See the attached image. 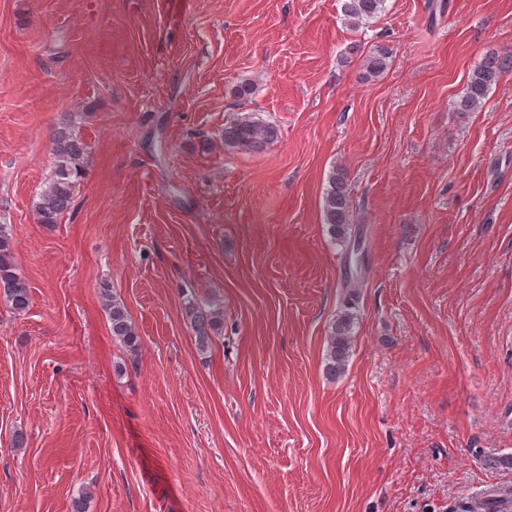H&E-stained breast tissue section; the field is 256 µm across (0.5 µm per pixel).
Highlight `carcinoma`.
<instances>
[{"instance_id": "1", "label": "carcinoma", "mask_w": 512, "mask_h": 512, "mask_svg": "<svg viewBox=\"0 0 512 512\" xmlns=\"http://www.w3.org/2000/svg\"><path fill=\"white\" fill-rule=\"evenodd\" d=\"M386 0H342L341 13L344 22L356 29L377 18L385 8ZM390 51L384 45L374 47L366 56L365 69L376 78L389 64ZM512 72V53L487 54L482 62L468 75L464 94L454 105L461 118L483 107L488 95L503 75ZM278 138L276 126L262 121L253 113L239 114L224 123V148L231 151L258 152ZM87 151L83 141L69 123L55 135L52 175L45 187L32 202L37 220L41 224H57L69 212L74 193L85 175ZM323 223L330 236L344 242L351 233L352 210L348 178L345 169L332 170L322 199ZM16 244L8 224H0V298L16 313L30 306L29 290L18 273L15 262ZM106 310L112 336L131 352L139 349V336L124 303L103 289ZM188 316L195 331L199 350L206 351L212 337L218 335L224 325L220 309L192 303ZM356 315L352 306L337 315L329 328L327 339L326 372L331 377L342 374L349 360L353 345V329ZM460 512H512V496L502 498L483 497L460 507Z\"/></svg>"}]
</instances>
